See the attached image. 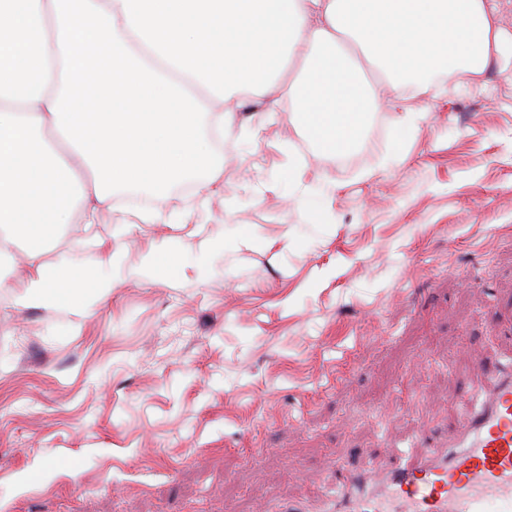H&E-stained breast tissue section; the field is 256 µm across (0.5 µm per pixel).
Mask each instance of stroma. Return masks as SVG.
Returning <instances> with one entry per match:
<instances>
[{"instance_id": "1", "label": "stroma", "mask_w": 512, "mask_h": 512, "mask_svg": "<svg viewBox=\"0 0 512 512\" xmlns=\"http://www.w3.org/2000/svg\"><path fill=\"white\" fill-rule=\"evenodd\" d=\"M423 118L368 113L345 158L289 102L241 97L224 170L164 222L113 203L0 267V512H275L328 479L446 443L480 366L512 358V63ZM172 274L150 271L157 247ZM109 278L21 309L38 269Z\"/></svg>"}]
</instances>
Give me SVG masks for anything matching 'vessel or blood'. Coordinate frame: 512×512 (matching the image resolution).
<instances>
[{
  "label": "vessel or blood",
  "mask_w": 512,
  "mask_h": 512,
  "mask_svg": "<svg viewBox=\"0 0 512 512\" xmlns=\"http://www.w3.org/2000/svg\"><path fill=\"white\" fill-rule=\"evenodd\" d=\"M446 449L348 470L317 512H512V366H489Z\"/></svg>",
  "instance_id": "vessel-or-blood-1"
}]
</instances>
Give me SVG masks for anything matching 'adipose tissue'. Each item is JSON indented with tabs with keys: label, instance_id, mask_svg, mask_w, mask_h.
I'll use <instances>...</instances> for the list:
<instances>
[{
	"label": "adipose tissue",
	"instance_id": "adipose-tissue-1",
	"mask_svg": "<svg viewBox=\"0 0 512 512\" xmlns=\"http://www.w3.org/2000/svg\"><path fill=\"white\" fill-rule=\"evenodd\" d=\"M362 54L402 109V82L481 73L512 54L496 0H0V260L39 252L76 217L94 222L118 188L159 204L224 157L204 121L263 91L319 154L355 148L372 101L353 72ZM74 270L39 271L22 307H68L110 292Z\"/></svg>",
	"mask_w": 512,
	"mask_h": 512
}]
</instances>
